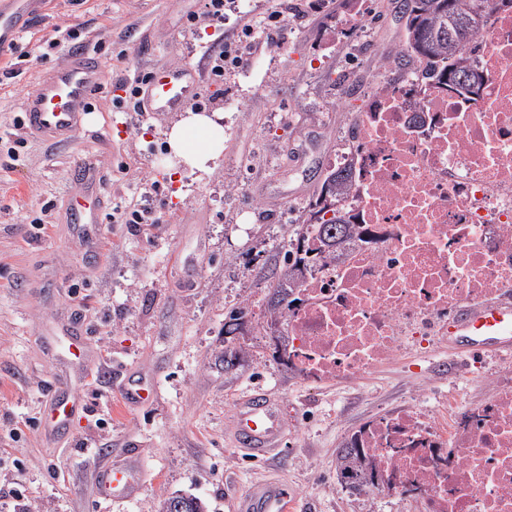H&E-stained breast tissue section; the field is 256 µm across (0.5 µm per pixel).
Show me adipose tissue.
<instances>
[{"label": "adipose tissue", "mask_w": 512, "mask_h": 512, "mask_svg": "<svg viewBox=\"0 0 512 512\" xmlns=\"http://www.w3.org/2000/svg\"><path fill=\"white\" fill-rule=\"evenodd\" d=\"M168 141L187 165L204 169L223 149L224 129L206 115L193 114L171 128Z\"/></svg>", "instance_id": "ef3b65f1"}]
</instances>
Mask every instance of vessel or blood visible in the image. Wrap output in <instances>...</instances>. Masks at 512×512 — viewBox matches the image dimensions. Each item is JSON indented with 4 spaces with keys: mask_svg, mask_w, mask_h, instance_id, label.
I'll list each match as a JSON object with an SVG mask.
<instances>
[{
    "mask_svg": "<svg viewBox=\"0 0 512 512\" xmlns=\"http://www.w3.org/2000/svg\"><path fill=\"white\" fill-rule=\"evenodd\" d=\"M40 0H0V46L14 42L26 30L30 14ZM199 80L189 66H162L152 70L141 89L142 108L150 115L181 111L193 98ZM97 88L96 65L92 58L78 55L34 89L25 99V123L33 132L60 145L71 144ZM75 190L66 206L67 223L88 231L99 223L105 206L95 171L76 167ZM449 350L459 355L479 356L512 352V301L465 310L448 325ZM152 384L127 383L123 400L132 406L148 402ZM80 399L65 401L49 392L44 429L57 436L59 424L70 417ZM239 447L254 457H268L283 445L286 426L278 401L267 393L248 394L239 402L231 426ZM142 449L128 448L104 464L97 476L102 498L113 502L131 501L143 488ZM239 512H290L291 503L282 487L273 482L254 483L240 499Z\"/></svg>",
    "mask_w": 512,
    "mask_h": 512,
    "instance_id": "b4317fda",
    "label": "vessel or blood"
}]
</instances>
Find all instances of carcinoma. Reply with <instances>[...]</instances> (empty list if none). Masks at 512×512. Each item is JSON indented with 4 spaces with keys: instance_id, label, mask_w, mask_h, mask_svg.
Wrapping results in <instances>:
<instances>
[{
    "instance_id": "carcinoma-1",
    "label": "carcinoma",
    "mask_w": 512,
    "mask_h": 512,
    "mask_svg": "<svg viewBox=\"0 0 512 512\" xmlns=\"http://www.w3.org/2000/svg\"><path fill=\"white\" fill-rule=\"evenodd\" d=\"M496 0H399L398 14L404 21V41L396 51L399 71H408L417 81L432 88H446L451 92L473 94L470 86L456 80L460 71L469 70L479 75L483 71L475 63L480 49L478 36L488 26L490 10ZM350 168L333 167L326 171L305 210V218L290 237L283 255H268L258 274L269 286L268 316L282 313L292 302L294 288L315 261L312 251L305 248L306 235L317 226L319 246L315 252H340L352 240L355 225L343 214L336 213L339 197L351 185ZM332 217L323 221V214ZM249 321L239 307L232 310L224 322V335L243 334ZM245 356L241 345L224 346V374L234 373ZM336 473L341 485L352 494H360L364 483L375 477L373 467L364 449L352 434L342 445L336 457ZM158 512H206L204 502L195 496L172 495L158 505Z\"/></svg>"
}]
</instances>
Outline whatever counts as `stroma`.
<instances>
[{"mask_svg": "<svg viewBox=\"0 0 512 512\" xmlns=\"http://www.w3.org/2000/svg\"><path fill=\"white\" fill-rule=\"evenodd\" d=\"M364 49H349L351 0H224V18L203 0H42L32 28L0 50V512H156L174 494L234 512L257 481L288 488L292 512H424L414 495H351L336 476L341 442L375 417L434 407L453 395L458 411L482 406L483 381L510 355L480 359L410 349L359 383L314 384L272 357L270 340L248 335L250 353L224 375V318L267 289L250 259L288 245V225L330 164L338 139L372 83L391 77L386 56L403 42L391 0H366ZM280 12L245 69L222 79L202 71L192 109L224 128V151L207 169L170 153L183 115L144 116L112 93L158 66L202 61L243 37L246 24ZM74 37L53 49L58 32ZM94 58L100 85L73 147L22 125L25 96L76 51ZM164 153L163 168L153 162ZM93 164L109 200L89 246L65 219L77 163ZM147 220L130 221L132 211ZM192 258L193 285L174 263ZM78 321L88 355L64 353L50 336ZM156 382L151 407L128 408V380ZM68 381L85 400L59 438L41 418L51 386ZM427 394L414 397L419 384ZM279 399L283 454L254 460L227 425L248 391ZM145 449L140 497L110 504L95 472L105 455Z\"/></svg>", "mask_w": 512, "mask_h": 512, "instance_id": "1", "label": "stroma"}]
</instances>
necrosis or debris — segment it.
Returning a JSON list of instances; mask_svg holds the SVG:
<instances>
[{"label": "necrosis or debris", "mask_w": 512, "mask_h": 512, "mask_svg": "<svg viewBox=\"0 0 512 512\" xmlns=\"http://www.w3.org/2000/svg\"><path fill=\"white\" fill-rule=\"evenodd\" d=\"M478 63L477 99L378 84L332 164L356 180L339 208L363 228L306 272L279 324L283 365L309 383L358 382L448 334V315L512 295V6H498ZM488 401L449 418L447 403L370 421L359 445L376 464L364 497L419 495L427 512H512V367Z\"/></svg>", "instance_id": "obj_1"}]
</instances>
